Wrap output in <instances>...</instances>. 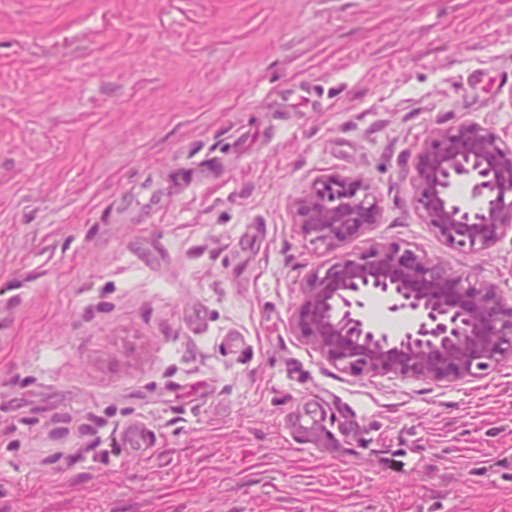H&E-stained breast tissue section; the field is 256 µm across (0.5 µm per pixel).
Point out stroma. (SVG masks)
<instances>
[{"mask_svg": "<svg viewBox=\"0 0 512 512\" xmlns=\"http://www.w3.org/2000/svg\"><path fill=\"white\" fill-rule=\"evenodd\" d=\"M461 124L512 141V0H0V512H512V359L360 377L291 325L334 171L352 250L512 297V233L415 200Z\"/></svg>", "mask_w": 512, "mask_h": 512, "instance_id": "stroma-1", "label": "stroma"}]
</instances>
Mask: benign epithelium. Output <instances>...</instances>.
Returning <instances> with one entry per match:
<instances>
[{
  "label": "benign epithelium",
  "instance_id": "obj_1",
  "mask_svg": "<svg viewBox=\"0 0 512 512\" xmlns=\"http://www.w3.org/2000/svg\"><path fill=\"white\" fill-rule=\"evenodd\" d=\"M413 191L439 236L467 254L487 251L512 233V143L479 124L440 127L418 156ZM294 212L300 235L335 254L303 283L293 318L297 335L327 362L359 376L453 384L512 358V301L496 284L384 243L346 252L380 221L361 180L324 175ZM372 295L404 320L401 333L367 318Z\"/></svg>",
  "mask_w": 512,
  "mask_h": 512
}]
</instances>
